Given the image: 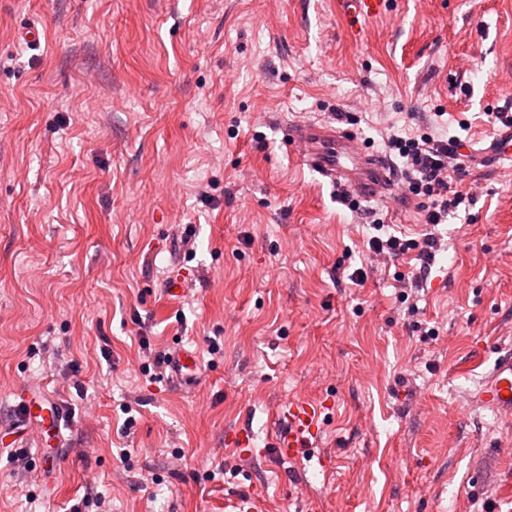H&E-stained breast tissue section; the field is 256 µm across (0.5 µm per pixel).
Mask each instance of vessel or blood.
<instances>
[{"instance_id":"vessel-or-blood-1","label":"vessel or blood","mask_w":512,"mask_h":512,"mask_svg":"<svg viewBox=\"0 0 512 512\" xmlns=\"http://www.w3.org/2000/svg\"><path fill=\"white\" fill-rule=\"evenodd\" d=\"M353 38H361L368 22L386 15L391 0H338ZM290 142L299 148L304 161L322 177L336 182L346 180L352 192L362 198L381 196L390 187L389 165L382 157L364 148L355 133L328 123L302 122L288 127ZM480 160L512 164V126L500 130L485 147L476 149ZM200 359L195 349L178 346L170 362L174 382L196 379ZM18 407L23 426L38 434H53L62 439L66 420L62 405L44 394L22 389ZM474 401L498 414L512 417V349L501 354L492 370L473 393ZM322 407L307 399H287L276 408L275 433L270 443L275 456L294 460L318 440Z\"/></svg>"}]
</instances>
